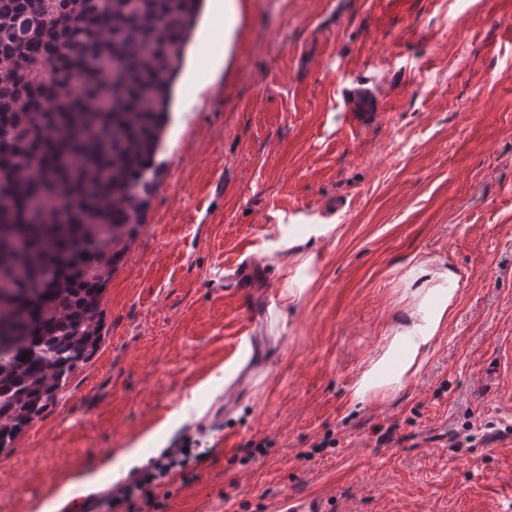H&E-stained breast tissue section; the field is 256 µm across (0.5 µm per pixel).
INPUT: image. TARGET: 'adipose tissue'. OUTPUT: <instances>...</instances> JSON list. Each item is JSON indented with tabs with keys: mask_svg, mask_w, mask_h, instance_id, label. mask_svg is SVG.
I'll return each instance as SVG.
<instances>
[{
	"mask_svg": "<svg viewBox=\"0 0 512 512\" xmlns=\"http://www.w3.org/2000/svg\"><path fill=\"white\" fill-rule=\"evenodd\" d=\"M223 0H216L211 20L210 53L205 64L196 66L191 83L201 89L211 84L224 62ZM327 224H312L306 236L291 235L275 247V263L281 272L283 286L266 308L277 322L288 321L289 310L298 306L306 289L314 281L312 271L317 256L306 248L307 237L330 232ZM410 284L411 307L405 321L392 330L388 349L361 373L352 387L357 402L383 399L412 381L424 368L427 353L434 340L444 330L450 312L459 299V278L449 268L431 265L417 258L409 259L403 275Z\"/></svg>",
	"mask_w": 512,
	"mask_h": 512,
	"instance_id": "adipose-tissue-1",
	"label": "adipose tissue"
}]
</instances>
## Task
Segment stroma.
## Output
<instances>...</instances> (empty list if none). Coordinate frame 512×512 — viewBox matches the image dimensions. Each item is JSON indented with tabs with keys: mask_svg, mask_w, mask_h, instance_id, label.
Returning <instances> with one entry per match:
<instances>
[{
	"mask_svg": "<svg viewBox=\"0 0 512 512\" xmlns=\"http://www.w3.org/2000/svg\"><path fill=\"white\" fill-rule=\"evenodd\" d=\"M230 5L198 95L210 10L187 47L99 350L0 452V512H84L187 437L207 453L159 489L162 512H281L320 493L334 512H512V0ZM310 224L335 230L277 335L267 255ZM413 256L452 268L459 300L415 380L354 402L407 316ZM224 2L216 0L211 20L210 53L204 65H196L191 74V83L200 90L211 84L217 71L224 63V16L227 15Z\"/></svg>",
	"mask_w": 512,
	"mask_h": 512,
	"instance_id": "stroma-1",
	"label": "stroma"
}]
</instances>
